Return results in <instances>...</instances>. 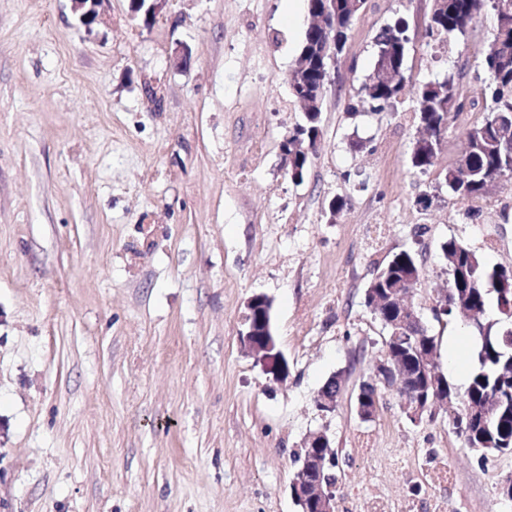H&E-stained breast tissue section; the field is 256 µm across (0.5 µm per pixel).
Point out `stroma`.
I'll return each instance as SVG.
<instances>
[{
	"label": "stroma",
	"mask_w": 512,
	"mask_h": 512,
	"mask_svg": "<svg viewBox=\"0 0 512 512\" xmlns=\"http://www.w3.org/2000/svg\"><path fill=\"white\" fill-rule=\"evenodd\" d=\"M307 3L173 0L147 26L107 0L89 33L69 0H0V512H297L298 452L319 430L337 512H506L512 454L466 448L445 412L412 423L382 385L371 421L355 402L385 356L364 303L377 261L418 253L411 300L440 343L464 330L433 313L441 243L512 266V181L474 218L438 183L482 112L451 120L436 170L411 164L419 88L450 77L475 99L495 17L439 40L432 0H368L297 183L280 143L303 121L286 78ZM400 18L403 95L350 112L376 34ZM256 294L273 301L281 383L241 349ZM341 371L322 414L314 398Z\"/></svg>",
	"instance_id": "1"
}]
</instances>
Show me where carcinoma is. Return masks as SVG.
Returning a JSON list of instances; mask_svg holds the SVG:
<instances>
[{
  "label": "carcinoma",
  "instance_id": "carcinoma-1",
  "mask_svg": "<svg viewBox=\"0 0 512 512\" xmlns=\"http://www.w3.org/2000/svg\"><path fill=\"white\" fill-rule=\"evenodd\" d=\"M508 2L512 3V0H496L494 5L488 0H446L442 17L438 19L432 16L428 24V33L444 37L465 33L475 15L483 9L502 14L503 25L495 34L499 49L483 58V68L488 76L481 92L487 105L486 117L478 126L465 132L466 140L471 143L470 153L448 167L444 174L448 191L466 202L483 198L488 184L497 176L504 157L496 122L498 114L512 112V8L503 11V6ZM407 32L408 25L402 19L381 29L375 39V45L380 50L376 54L375 70H384L400 63L399 55ZM324 43V32L305 31L300 55L308 60V66L301 71L302 94H318L323 73L313 58L315 48ZM401 92L400 88H385L373 81L360 89L362 96L373 102L378 111ZM298 94L293 92L291 96L296 98ZM458 109L459 94L451 78L423 85L414 104L419 121L428 124L437 141L445 133V129L440 127L442 115L455 113ZM283 160L290 179L302 181L310 157L290 155L283 157ZM436 160V154L426 150L420 141H415L411 162L416 170L425 173L435 166ZM441 249L447 257L457 258L470 273V279L462 285L448 283V304L451 305L448 318H461L455 306L457 302L484 311L488 301L492 300L498 312V318H482L478 325L471 326L480 339V346L475 353L476 369L463 398L481 406L484 415L469 422L464 442L467 447L473 450L477 448L484 454L507 453L512 449V316L504 312V308L512 306V267H490L477 251L456 239L443 242ZM409 268L422 272L417 255L408 250L393 254L383 264L376 263L375 276L366 294L371 296L389 289L401 280ZM386 347L387 354L401 359L410 373L418 375L423 372L422 351L426 348L437 349V342L435 336L423 328L405 341L386 343Z\"/></svg>",
  "mask_w": 512,
  "mask_h": 512
}]
</instances>
